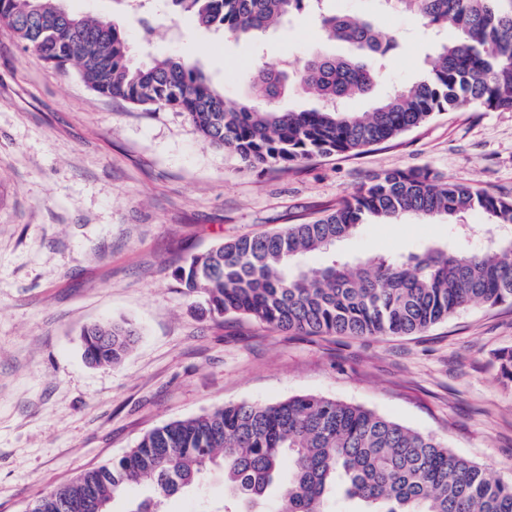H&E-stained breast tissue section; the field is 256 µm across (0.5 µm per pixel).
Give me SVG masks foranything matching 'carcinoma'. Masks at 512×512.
<instances>
[{
    "label": "carcinoma",
    "mask_w": 512,
    "mask_h": 512,
    "mask_svg": "<svg viewBox=\"0 0 512 512\" xmlns=\"http://www.w3.org/2000/svg\"><path fill=\"white\" fill-rule=\"evenodd\" d=\"M199 26L248 37L303 11L316 12L325 39L347 44L336 56L308 54L288 71L263 66L249 76V99L224 97L178 57L144 65L107 18L60 14V0H0V25L54 66L77 68L93 91L134 106L182 113L211 146L249 166L287 170L316 155L354 152L391 140L437 112L472 105L512 110V0H382L437 34L435 60L417 78L378 98L369 112L347 102L371 94L397 49L375 20L324 10V0H168ZM290 92L321 105L283 110ZM479 210L488 224H512V199L436 176L427 168L377 175L311 221L241 235L185 260L175 276L213 318L243 316L307 335L413 336L473 303L512 302V237L489 249L430 245L393 257L344 260L331 246L361 224L404 216L457 221ZM320 253L323 263L304 258ZM136 330L100 322L82 332L91 364L116 365ZM512 383V349L495 354ZM288 467V481L280 474ZM224 498L211 512H258L273 488L278 512H512V484L490 478L435 436L362 406L305 394L273 403L224 404L154 428L118 460L41 494L29 512H112L133 483L149 495L126 512H163L164 502L201 490L213 469Z\"/></svg>",
    "instance_id": "obj_1"
}]
</instances>
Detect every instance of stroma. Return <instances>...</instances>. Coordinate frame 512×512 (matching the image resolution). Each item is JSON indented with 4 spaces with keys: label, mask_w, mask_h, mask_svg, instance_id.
<instances>
[{
    "label": "stroma",
    "mask_w": 512,
    "mask_h": 512,
    "mask_svg": "<svg viewBox=\"0 0 512 512\" xmlns=\"http://www.w3.org/2000/svg\"><path fill=\"white\" fill-rule=\"evenodd\" d=\"M62 5L113 20L134 62L183 57L237 101L262 65L344 51L307 12L245 42L171 16L165 0ZM327 7L375 18L399 40L385 87L413 80L436 53L414 15L376 0ZM409 168L512 196V111L463 106L359 154L251 168L182 114L101 96L0 26V512H27L165 423L305 393L434 435L512 483V388L494 359L512 348V303L469 305L415 336H309L203 315L174 276L190 256L319 217L368 176ZM485 222L476 211L460 226L413 216L365 224L336 252L353 261L432 244L479 250ZM104 318L141 336L121 364L92 366L81 332Z\"/></svg>",
    "instance_id": "35a3bbf8"
}]
</instances>
